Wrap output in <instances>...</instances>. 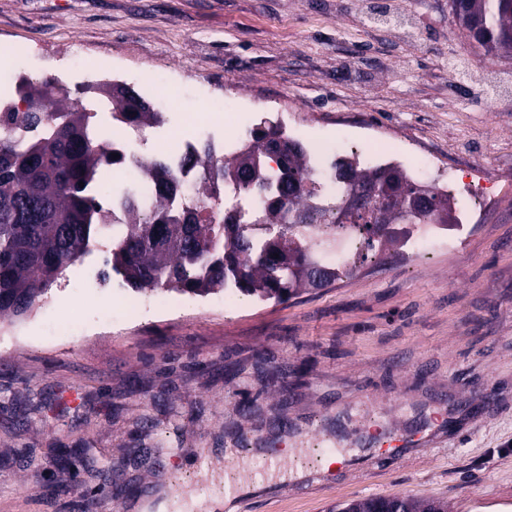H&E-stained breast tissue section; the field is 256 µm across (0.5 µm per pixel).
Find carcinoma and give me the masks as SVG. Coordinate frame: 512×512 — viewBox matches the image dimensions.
Returning a JSON list of instances; mask_svg holds the SVG:
<instances>
[{"label":"carcinoma","mask_w":512,"mask_h":512,"mask_svg":"<svg viewBox=\"0 0 512 512\" xmlns=\"http://www.w3.org/2000/svg\"><path fill=\"white\" fill-rule=\"evenodd\" d=\"M450 13L466 30L472 46L485 56L512 57V0H448ZM52 79L39 83L24 77L17 83V95L26 103L22 119L43 128L34 139L20 138L9 126L0 127V316L19 315L20 306L32 310L52 296L54 286L72 264L92 252L106 229V216L90 191L100 182L102 168L112 161L106 130L93 121L99 112L112 113V121L123 125L134 121L152 126L162 119L160 112H117L112 100L72 102L56 95ZM288 167H280L277 186L269 181L238 182L242 195L275 196L297 215L292 224L279 230L298 241L294 260L283 266L269 245L266 211H248L234 234L225 233V214L208 198L192 205L188 224L160 222L165 188L175 183L168 167L158 157L144 159L151 173L156 198L150 206L129 197L123 203L121 223L112 225V249L104 276L134 293L171 291L208 295L234 288L259 301L283 302L301 288H324L337 279L328 269L326 282L312 275L309 260L314 244L311 225L329 210L311 203L318 187L310 175V160L303 146L282 143ZM245 150L212 162L205 145L190 157L199 166L200 183L205 185L224 170L247 159ZM347 167L357 184L374 181L389 170L398 173L404 189L412 194L421 188L406 180L398 168L368 170L355 159L344 158L334 168ZM432 204L415 212L376 214L373 209L346 213V228L360 233L369 250L382 249L395 235L394 224H422L434 217L452 224V206L445 194L428 191ZM395 505L402 512H448L439 500H418L407 496H374L336 505V512H377L381 503Z\"/></svg>","instance_id":"obj_1"}]
</instances>
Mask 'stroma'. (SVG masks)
Wrapping results in <instances>:
<instances>
[{"label": "stroma", "mask_w": 512, "mask_h": 512, "mask_svg": "<svg viewBox=\"0 0 512 512\" xmlns=\"http://www.w3.org/2000/svg\"><path fill=\"white\" fill-rule=\"evenodd\" d=\"M28 44L172 79L196 108L220 97L321 138L430 155L460 191L483 165L490 200L455 252L412 261L396 244L283 304L200 298L133 318L108 288L59 294L0 340V512H139L172 483L207 496L238 437L339 415L372 428L426 415L436 434L237 512L394 494L512 512V59L472 54L448 0H0V47ZM59 448L88 454L72 472Z\"/></svg>", "instance_id": "obj_1"}]
</instances>
